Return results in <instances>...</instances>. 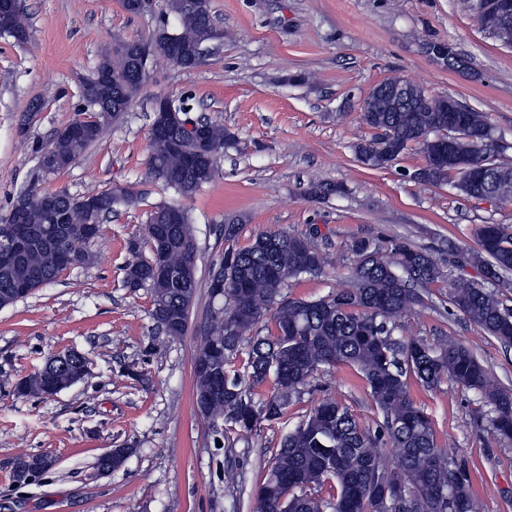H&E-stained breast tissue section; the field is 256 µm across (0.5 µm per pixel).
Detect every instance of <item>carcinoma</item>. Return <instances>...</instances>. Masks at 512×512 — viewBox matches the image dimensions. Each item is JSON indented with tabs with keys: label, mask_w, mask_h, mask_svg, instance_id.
Here are the masks:
<instances>
[{
	"label": "carcinoma",
	"mask_w": 512,
	"mask_h": 512,
	"mask_svg": "<svg viewBox=\"0 0 512 512\" xmlns=\"http://www.w3.org/2000/svg\"><path fill=\"white\" fill-rule=\"evenodd\" d=\"M186 0H165L159 25L148 42L162 45L168 39L169 15L179 20L180 58L196 52L198 45L218 40L223 34L213 22L203 28L194 16L211 14L210 0H197V12L185 8ZM0 36L17 45L29 39L24 14L12 20V28ZM141 40L130 41L98 61L95 76L82 85V98L96 112L98 120L83 123L81 134L71 127L56 134L49 147L55 157L49 170H38L35 180L59 173L72 166L81 153L99 141L105 128L128 111L145 79L131 73L133 52ZM416 103L411 112L361 113L372 130L392 134L388 143L374 135L355 146L359 161L374 167L396 159L411 144L425 161L434 151V138L448 130V113L441 110L433 95L413 87ZM463 128L456 140L457 152L467 171L451 181L461 195L473 198L489 192L512 201V165L493 157L488 143L490 122L483 112H465ZM174 140L150 145L147 175L177 195L189 199L216 178L217 156L234 142V135L218 122L206 123L201 139L180 128ZM29 203L20 212L9 210L0 219V235L22 223L36 229L59 226L52 248L36 247L15 263L0 265V299L12 283H28L30 290L53 282L59 273L58 255L66 254L75 264L86 260L90 239L89 224L120 205L136 203L129 190L97 193L99 206L85 210L79 199L65 192L51 194L35 187L25 190ZM53 202L43 200L45 195ZM170 205L158 204L145 226V239L128 242L131 259L124 266V283L132 289L147 288L152 299L151 316L174 338L188 329L186 324L198 288L196 258L199 245L192 212L180 205L169 219ZM238 228L224 233L229 246L224 250V305L209 311L197 352L203 355L214 345L224 348V361L247 349L245 374L224 372V395L215 398L212 414L248 432L262 420H275L314 378L328 365H347L365 381L371 401L382 414L375 432L363 428L348 409L328 400L315 406L306 418L282 440L274 453L262 483L258 486V512H382L368 494L369 487L386 479L393 487L411 494L406 512H475V496L466 465L438 447L428 414L409 396V379L431 387L447 378L480 394L493 413V433L512 442V393L492 380L487 368L464 345L448 342L438 348L413 342L405 344L393 336L396 322L406 311L422 303L417 285L428 286L445 279L443 267L433 256L405 241H393L383 251L360 241L355 245L358 262L348 283L332 294L315 300L288 297L290 280L316 275L328 265L324 253L305 237L285 232L256 236L247 248L230 245ZM168 239L166 270L156 272L152 256L142 255V243L153 249L157 237ZM477 247L461 250L448 244V252L480 269L483 277L503 278L512 272V231L500 224H482L476 230ZM449 300L475 324L503 344H512V309L505 306L482 282L458 283L449 291ZM272 315L276 332L261 336L259 321ZM214 366L193 364L195 392L213 387ZM276 379L277 392L256 404L248 397L243 382L261 384ZM73 386L58 374L36 372L21 381L16 390L25 395H52ZM397 448V462L388 465L379 445ZM55 460L47 455H28L12 463L13 479L27 482V475L48 471ZM333 493L321 495L325 484Z\"/></svg>",
	"instance_id": "carcinoma-1"
}]
</instances>
